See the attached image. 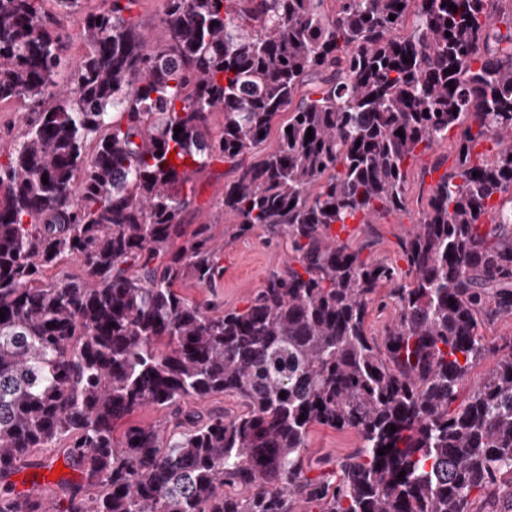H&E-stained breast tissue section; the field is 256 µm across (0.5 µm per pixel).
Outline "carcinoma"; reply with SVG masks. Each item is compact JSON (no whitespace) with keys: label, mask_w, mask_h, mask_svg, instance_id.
Listing matches in <instances>:
<instances>
[{"label":"carcinoma","mask_w":512,"mask_h":512,"mask_svg":"<svg viewBox=\"0 0 512 512\" xmlns=\"http://www.w3.org/2000/svg\"><path fill=\"white\" fill-rule=\"evenodd\" d=\"M41 2L0 0V102L31 112L0 161V512H54L9 478L61 443L86 480L63 485L65 512H470L497 490L512 512V341L480 334L512 316L500 0H165L155 40L138 0H103L73 64ZM453 129L398 259L362 258L374 218L407 210L411 163ZM214 161L234 168L224 238L260 227L288 250L222 312L176 290L223 271L212 225L173 248ZM65 259L84 276L44 280ZM219 393L237 410L194 406ZM148 405L168 420L128 422ZM315 426L359 446L312 479Z\"/></svg>","instance_id":"carcinoma-1"}]
</instances>
